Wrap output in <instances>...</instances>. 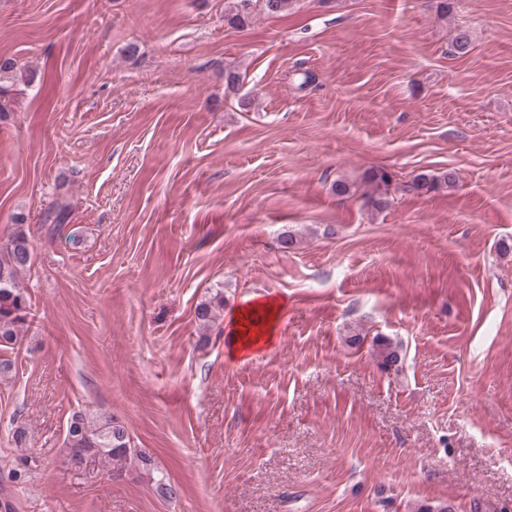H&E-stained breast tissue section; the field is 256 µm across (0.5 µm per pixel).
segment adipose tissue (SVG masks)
I'll return each instance as SVG.
<instances>
[{"label":"adipose tissue","instance_id":"ef3b65f1","mask_svg":"<svg viewBox=\"0 0 512 512\" xmlns=\"http://www.w3.org/2000/svg\"><path fill=\"white\" fill-rule=\"evenodd\" d=\"M282 309L275 299L256 301L234 311L231 318L233 339L231 358H239L269 344L275 334Z\"/></svg>","mask_w":512,"mask_h":512}]
</instances>
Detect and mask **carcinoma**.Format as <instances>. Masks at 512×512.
Here are the masks:
<instances>
[{"instance_id": "cac0c4a2", "label": "carcinoma", "mask_w": 512, "mask_h": 512, "mask_svg": "<svg viewBox=\"0 0 512 512\" xmlns=\"http://www.w3.org/2000/svg\"><path fill=\"white\" fill-rule=\"evenodd\" d=\"M296 0H227L224 6V21L231 27L243 28L259 11L275 17L291 10ZM473 43L471 31L455 26L452 31L450 50L455 56L470 53ZM393 177L383 168L365 172L363 181L367 186L364 203L372 211L380 213L391 206L389 187ZM456 185V174L446 171L441 174L421 173L405 187L407 191L421 193L451 189ZM31 244L21 227L0 244V382H7L17 373L16 359L12 352L18 345L27 325L29 301L21 284V275L31 266ZM224 296L216 291L212 300L200 303L196 318L203 327L214 322L216 309L222 307ZM373 356L378 364L388 369L399 359L398 346L388 338L377 337L373 341ZM67 444L72 457L81 462L87 458H98L112 466V473H119L136 455L131 448L130 437L124 423L112 414H91L78 411L71 417L67 432Z\"/></svg>"}]
</instances>
